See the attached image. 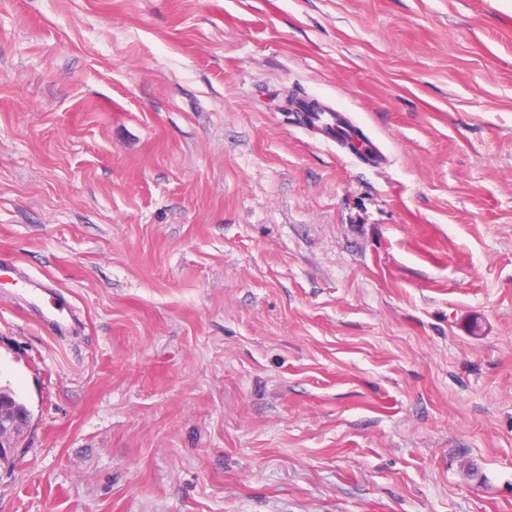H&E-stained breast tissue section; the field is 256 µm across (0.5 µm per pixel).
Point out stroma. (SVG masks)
<instances>
[{"label":"stroma","instance_id":"35a3bbf8","mask_svg":"<svg viewBox=\"0 0 512 512\" xmlns=\"http://www.w3.org/2000/svg\"><path fill=\"white\" fill-rule=\"evenodd\" d=\"M0 259V512H512V0H0ZM320 107L311 112H304L301 109L294 107V111L303 112L306 123L312 127L320 128L323 130H335L336 135L328 134L330 139L340 140V136H343L346 140L348 147L355 142L360 141L368 148L367 144L361 140V136L355 132V126L346 121L344 116H341L332 106L327 103L319 102ZM343 121L345 125H343ZM347 133L348 137L344 134ZM350 148V147H349ZM0 276H7L16 282H21L25 288H32V291L39 296L44 304V309L40 308L39 314L45 322L59 324L65 319V315L69 319H73L72 308L68 305H59L56 298L52 295V293H56L43 280L31 277L15 265L3 263H0ZM42 294H47L49 297L46 298ZM0 407L11 408L27 413L29 410L18 396L7 386H0ZM0 408V464H5L17 456V449L25 431L29 427L30 418L16 411H5Z\"/></svg>","mask_w":512,"mask_h":512}]
</instances>
